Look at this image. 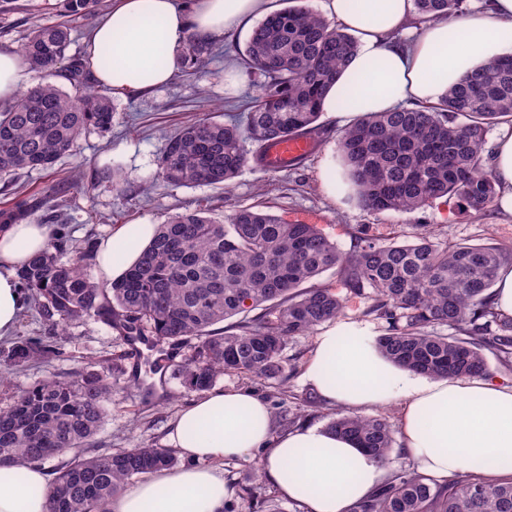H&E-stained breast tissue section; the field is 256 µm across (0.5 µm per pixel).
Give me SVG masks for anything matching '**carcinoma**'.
I'll return each instance as SVG.
<instances>
[{"label": "carcinoma", "instance_id": "1", "mask_svg": "<svg viewBox=\"0 0 512 512\" xmlns=\"http://www.w3.org/2000/svg\"><path fill=\"white\" fill-rule=\"evenodd\" d=\"M259 21L239 64L259 75L249 111L220 123L200 119L170 135L157 179L174 186H228L243 168L268 170L272 142L299 136L319 141L322 102L358 45L302 0ZM465 0H414L422 22L463 13ZM101 0H56L64 21L40 24L23 37L19 53L42 74L37 86L0 108V180L50 170L76 155L78 140L112 126V98L89 86L86 62L66 55L71 23L94 16ZM214 56L211 41L190 34L180 65L196 73ZM63 77L75 94L56 82ZM512 122V56L470 72L431 106L371 112L339 131L338 153L355 198L374 211L418 210L442 197L482 212L496 197L481 147L495 125ZM106 182L122 192L130 183L114 171L83 183L76 177L51 187L55 207L67 206L76 185ZM34 204L19 197L0 210V224H19ZM94 246L68 245L55 234L49 246L18 270L44 321L51 325L94 318L124 336L154 339L173 349L191 346L179 365L185 387L205 391L224 373L268 380L283 371L288 338L337 319L344 303L337 282L365 300L364 316L383 325L375 340L395 365L432 378L483 375L484 351L512 363V318L493 303L498 272L512 267V247L450 245L428 232L411 243L380 241L367 233L349 252L313 224L288 223L259 202L217 222L200 210L177 213L158 225L138 260L111 282L87 273ZM258 311L250 317L248 313ZM245 319L218 324L236 315ZM442 327L459 332L447 336ZM66 336L20 340L0 362V381L13 367L61 354ZM112 398L109 369L91 363L20 391L0 408V465L69 459L54 468L47 512H109L133 477L174 466L167 448L147 445L96 451V435ZM326 429L355 441L382 465L394 438L387 419L337 412ZM351 512H512V478L490 480L466 472L441 485L417 469L398 471Z\"/></svg>", "mask_w": 512, "mask_h": 512}]
</instances>
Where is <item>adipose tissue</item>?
Here are the masks:
<instances>
[{
	"instance_id": "1",
	"label": "adipose tissue",
	"mask_w": 512,
	"mask_h": 512,
	"mask_svg": "<svg viewBox=\"0 0 512 512\" xmlns=\"http://www.w3.org/2000/svg\"><path fill=\"white\" fill-rule=\"evenodd\" d=\"M323 7L358 41L324 101L325 111L349 124L409 102L437 103L477 66L512 55V0H488L452 19L422 23L401 44L392 36L411 22L413 0H323ZM271 10L270 0H116L91 35V53L112 49L111 64L95 65V78L117 92L163 85L187 34L221 39ZM492 175L500 209L512 213L511 131L497 141ZM155 230L123 224L100 242L95 258L104 277L133 264ZM51 236L46 224L0 226V340L13 336L29 302L17 271ZM305 377L345 409L397 404L404 446L426 478L438 482L464 470L512 476V385L425 380L386 360L354 322L316 336ZM169 440L183 466L146 477L114 498L110 512H224L233 489L221 464L252 455L266 482L301 501L305 512H349L384 480L369 453L325 429L273 435L269 406L244 389L204 392L181 410ZM49 480L39 462L0 466V512H47Z\"/></svg>"
}]
</instances>
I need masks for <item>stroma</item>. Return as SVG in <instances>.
<instances>
[{"label":"stroma","mask_w":512,"mask_h":512,"mask_svg":"<svg viewBox=\"0 0 512 512\" xmlns=\"http://www.w3.org/2000/svg\"><path fill=\"white\" fill-rule=\"evenodd\" d=\"M53 2L16 0L15 10L0 12V49L18 51L29 27L57 22ZM250 33L246 27L229 40L218 41L217 52L205 64L202 75L178 72L165 86L138 95H113L111 129L82 136L76 155L61 158L52 170L21 174L15 184L8 186L0 183V208L18 195L35 199L38 207L30 219L43 223L54 204L52 186L78 166L88 180L109 169L130 175L133 182L122 192L113 191L105 183L89 192L72 191L56 229L74 245L89 238L103 241L119 224H162L173 213L200 204L206 205L212 219L220 221L233 209L256 204L258 192L263 191L272 200L275 214L284 221L315 216L318 228L344 251L353 246L362 231L380 240L395 236L411 242L428 230L441 242L512 247V216L500 213L494 205L477 213L464 209L457 199L440 198L420 210L378 212L346 197L334 185L337 133L343 123L330 112L322 116L326 132L320 143L294 169L264 172L247 167L227 188L171 186L157 181V161L166 135L200 118L226 121L229 112H241L247 97L255 94L258 78L244 71L233 89L224 85V70L235 63L237 51ZM66 334L64 351L51 364H24L0 383V407L9 405L19 391L47 376L69 374L78 363L114 362L122 369L111 377L112 403L96 437L97 448L168 447L172 422L181 408L198 396L174 375L173 368L181 364L184 350L170 351L171 366L158 377L149 372L151 363L159 357L157 351L145 347L139 356H131L120 331L100 321L87 318L70 323ZM313 347V335L291 337L283 351L279 377L260 380L229 373L221 375L215 386L223 390L250 389L259 394L272 409L275 432H284L288 418L299 426H326L333 409L322 402L304 377ZM256 465L253 459L224 465V474L236 489L232 502L235 512H241L250 500L255 503L253 512H265L269 500L276 501L282 512H304L300 502L279 496L266 481H252Z\"/></svg>","instance_id":"35a3bbf8"}]
</instances>
